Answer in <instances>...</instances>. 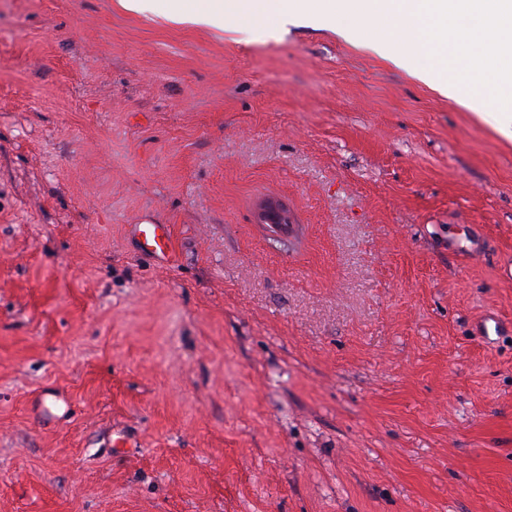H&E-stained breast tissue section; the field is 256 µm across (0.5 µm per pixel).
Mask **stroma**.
I'll return each instance as SVG.
<instances>
[{
	"label": "stroma",
	"instance_id": "stroma-1",
	"mask_svg": "<svg viewBox=\"0 0 512 512\" xmlns=\"http://www.w3.org/2000/svg\"><path fill=\"white\" fill-rule=\"evenodd\" d=\"M167 10L0 0V512H512V141ZM131 233L136 237L141 251L160 260L168 261L172 255V239L169 225L132 224Z\"/></svg>",
	"mask_w": 512,
	"mask_h": 512
}]
</instances>
